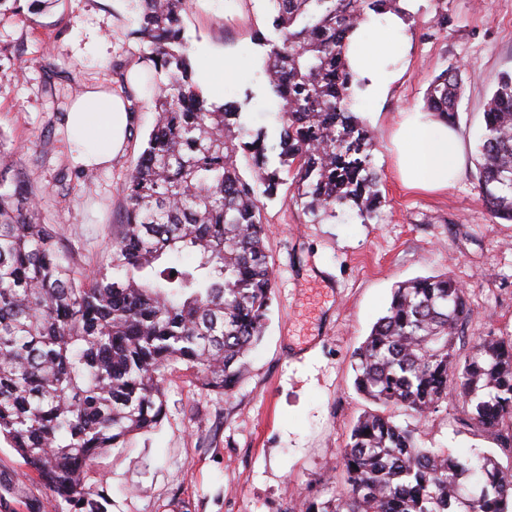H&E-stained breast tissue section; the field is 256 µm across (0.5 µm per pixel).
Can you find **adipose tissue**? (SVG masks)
I'll return each mask as SVG.
<instances>
[{
  "instance_id": "ef3b65f1",
  "label": "adipose tissue",
  "mask_w": 512,
  "mask_h": 512,
  "mask_svg": "<svg viewBox=\"0 0 512 512\" xmlns=\"http://www.w3.org/2000/svg\"><path fill=\"white\" fill-rule=\"evenodd\" d=\"M347 59L362 85L356 89L352 108L377 104L388 97L398 78L395 68L378 63L375 51L361 33L349 38ZM132 114L114 95L90 90L78 97L66 113L65 128L73 160L83 168H101L125 146ZM404 184L412 189H447L462 171L464 139L453 126L423 120L408 113L394 139Z\"/></svg>"
}]
</instances>
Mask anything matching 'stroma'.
I'll list each match as a JSON object with an SVG mask.
<instances>
[{
  "label": "stroma",
  "instance_id": "1",
  "mask_svg": "<svg viewBox=\"0 0 512 512\" xmlns=\"http://www.w3.org/2000/svg\"><path fill=\"white\" fill-rule=\"evenodd\" d=\"M403 38H392L399 77L386 101L363 112L374 134L380 175L376 217L354 211L313 224L290 184L265 201L267 253L275 288L265 336L232 395L196 384L184 367L164 377L161 426L127 448H108L84 475L104 492L107 512H299L304 501L342 493V454L368 407L354 388L353 355L402 282L450 274L466 289L473 317L457 342L467 355L480 336L512 334V222L480 199L474 163L484 109L500 73L512 71V0H409ZM196 68L223 59L221 101L242 104L240 121L279 138V102L263 74L274 38L266 0H192L183 14ZM131 0H57L48 9L21 0L0 12V133L22 145L15 162L36 195L44 223L59 233L77 271L107 262L119 236L127 179L154 123L135 36ZM454 67L463 85L453 125L467 161L440 192L406 188L392 142L402 113L426 109L425 93ZM133 92L130 136L109 167L83 170L71 156L64 116L71 100L98 86ZM67 174L68 195L57 192ZM456 389L419 425L426 448L491 453L503 467L512 451L466 426ZM50 491L0 440V512H56Z\"/></svg>",
  "mask_w": 512,
  "mask_h": 512
}]
</instances>
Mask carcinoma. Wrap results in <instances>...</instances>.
Returning <instances> with one entry per match:
<instances>
[{
	"mask_svg": "<svg viewBox=\"0 0 512 512\" xmlns=\"http://www.w3.org/2000/svg\"><path fill=\"white\" fill-rule=\"evenodd\" d=\"M157 75L156 122L129 179L121 236L110 262L80 274L0 138V436L55 497L76 512H107L83 474L106 448L154 430L165 416V372L179 364L203 388L229 395L261 340L273 294L259 196L292 176L313 224L350 209L366 224L379 203L373 136L351 110L360 85L347 36L369 15H405L400 0H267L278 39L264 73L285 122L278 165L265 135L239 122L194 80L181 13L189 0H135ZM461 94L451 69L436 75L427 110L449 122ZM477 146L482 201L512 221V74H501ZM251 161L245 177L238 156ZM184 254L193 262L176 265ZM471 309L444 274L394 288L385 313L355 351V390L378 409L354 423L344 448L346 491L302 512H512V469L423 448L415 429L448 398L470 406L468 425L512 447V335L481 336L461 361L457 339Z\"/></svg>",
	"mask_w": 512,
	"mask_h": 512,
	"instance_id": "carcinoma-1",
	"label": "carcinoma"
}]
</instances>
